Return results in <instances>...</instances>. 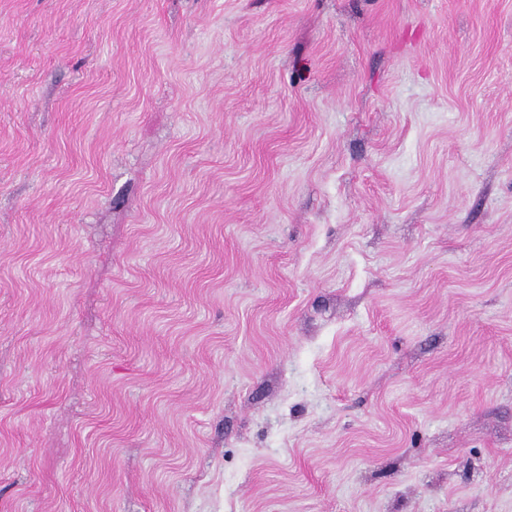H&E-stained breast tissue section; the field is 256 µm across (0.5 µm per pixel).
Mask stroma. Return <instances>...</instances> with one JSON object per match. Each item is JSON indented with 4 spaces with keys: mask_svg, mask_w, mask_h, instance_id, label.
<instances>
[{
    "mask_svg": "<svg viewBox=\"0 0 512 512\" xmlns=\"http://www.w3.org/2000/svg\"><path fill=\"white\" fill-rule=\"evenodd\" d=\"M0 512H512V0H0Z\"/></svg>",
    "mask_w": 512,
    "mask_h": 512,
    "instance_id": "35a3bbf8",
    "label": "stroma"
}]
</instances>
